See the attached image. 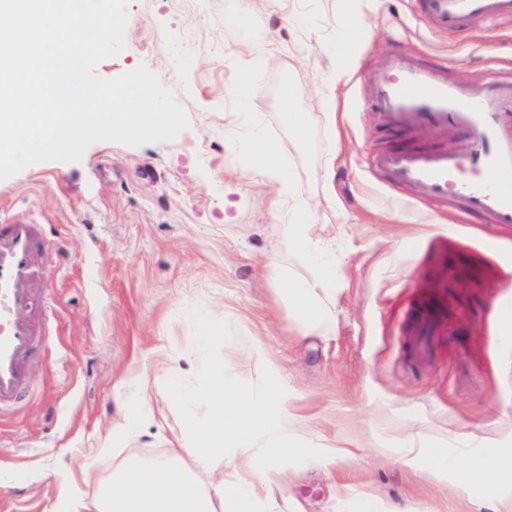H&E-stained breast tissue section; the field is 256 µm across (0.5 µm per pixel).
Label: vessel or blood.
Instances as JSON below:
<instances>
[{
  "instance_id": "1",
  "label": "vessel or blood",
  "mask_w": 512,
  "mask_h": 512,
  "mask_svg": "<svg viewBox=\"0 0 512 512\" xmlns=\"http://www.w3.org/2000/svg\"><path fill=\"white\" fill-rule=\"evenodd\" d=\"M436 34H454L474 20H512V0H414ZM363 98L378 125L399 143L373 148L371 168L385 185L429 205L473 216L512 233V69L486 82L449 80L448 69L397 47L363 81ZM468 138L448 150L449 138ZM52 277L48 230L24 215L0 222V416L27 390V367L43 336L35 307ZM443 323L433 308L415 320L419 349Z\"/></svg>"
}]
</instances>
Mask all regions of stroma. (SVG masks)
Masks as SVG:
<instances>
[{
    "label": "stroma",
    "instance_id": "obj_1",
    "mask_svg": "<svg viewBox=\"0 0 512 512\" xmlns=\"http://www.w3.org/2000/svg\"><path fill=\"white\" fill-rule=\"evenodd\" d=\"M340 0H130L124 47L97 76L146 66L184 109L189 126L173 141L89 145L76 162L44 161L0 180V217L34 215L49 226L56 277L37 306L52 334L32 360L34 396L0 430V512H46L49 473L79 469L100 432L138 395L149 374L162 393L169 350L189 373L201 322L196 307L235 341L213 353L248 362L243 387L287 384L289 432L335 461L289 464L271 512H491L489 487L512 498V477L465 485L424 467L430 449L464 463L485 445L512 458V347L499 312L512 306V234L461 221L397 196L370 173L379 144L362 97L372 63L395 42L448 64V77L481 82L512 60V24L471 22L461 33L429 32L414 0H368L369 36L340 88L337 125L320 119L322 50ZM304 12L307 28L291 25ZM253 72V124L285 147L288 170L317 205L312 221L336 240L346 286L336 299V334L301 333L270 262L297 278L316 269L297 251L275 253L288 221L274 190L236 153L226 133L241 110L231 91L240 65ZM303 92L310 137L294 143L274 93L281 79ZM335 154L334 201L320 172ZM439 302L446 328L431 353L412 352L411 306ZM183 426L174 406L145 419L129 453L96 460L91 478L111 481L127 454L165 455ZM411 440L413 463L377 436Z\"/></svg>",
    "mask_w": 512,
    "mask_h": 512
}]
</instances>
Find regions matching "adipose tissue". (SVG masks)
<instances>
[{"label":"adipose tissue","instance_id":"obj_1","mask_svg":"<svg viewBox=\"0 0 512 512\" xmlns=\"http://www.w3.org/2000/svg\"><path fill=\"white\" fill-rule=\"evenodd\" d=\"M335 66L325 80L322 118L334 127L331 107L351 66L353 52L368 37L364 15L347 6L335 19ZM251 166L288 203L290 219L282 228L278 251L304 250L320 271L310 279H293L272 267L276 282L285 284L288 304L306 336L329 338L336 333V296L343 275L336 258L310 222L313 203L299 189L282 161L283 147L261 129L252 127L237 142ZM220 322L207 323L196 337V359L189 382L172 378L163 399H156L149 385H142L140 402L153 411L159 401L175 405L183 413L184 429L167 455L149 464H128L110 482L88 487L74 471L54 473L55 495L49 512H264L265 504L288 479V460L321 457L289 436L291 402L285 384L274 382L258 391L243 390L236 367L213 357L217 344H232ZM249 471L246 479L224 477L225 468ZM460 483L486 474L512 473V462L495 449L481 452L468 465L449 463L443 449H432L427 464Z\"/></svg>","mask_w":512,"mask_h":512}]
</instances>
